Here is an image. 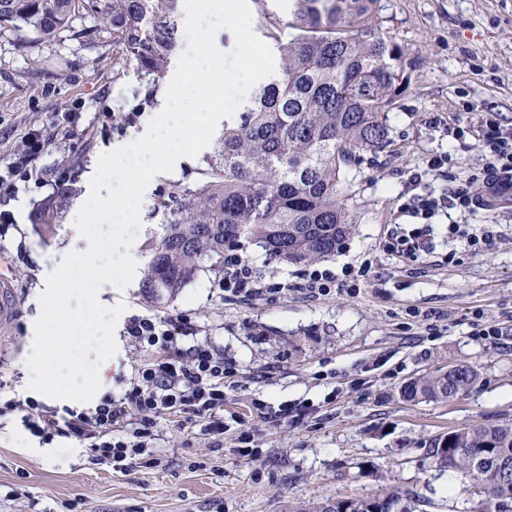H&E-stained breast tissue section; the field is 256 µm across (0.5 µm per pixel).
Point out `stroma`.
Returning <instances> with one entry per match:
<instances>
[{
  "mask_svg": "<svg viewBox=\"0 0 512 512\" xmlns=\"http://www.w3.org/2000/svg\"><path fill=\"white\" fill-rule=\"evenodd\" d=\"M385 31L417 59L408 91L387 114L391 142L364 162L347 187L355 229L323 266L371 262L353 294L313 297L294 290L249 301L225 298L216 287L223 267L199 273L173 299L148 303L142 281L145 255L167 213L156 201L174 186H194L205 154L179 159L156 174L140 209L131 250L138 268L130 284L99 288L107 306L125 304L117 346L101 364L100 393L120 396L145 353L128 336L135 315L178 318L182 346L207 341L236 369L224 385L221 441L200 423L161 415L156 464L126 472L94 463L73 441L39 442L20 415L0 416V512H288L289 505L336 497H373L393 488L415 495L417 512H477L485 494L439 467L428 452L433 438L476 421L512 423V335L486 338L477 321L512 326V207L451 209L432 219L433 253L399 261L382 241L410 197L447 193L449 181L426 175L427 160L448 150L455 124L478 128L492 110L512 121V0H380ZM26 32L0 28V170L25 149L29 133L54 135L37 164L42 183L0 190V274L10 277L16 316L0 334V399L32 397L25 371L37 289L63 258L79 250L76 214L102 153L140 138L165 105L168 80L124 132L103 128V112L141 106L148 80L135 70L113 80L112 31L94 13L78 14L50 41L28 46ZM477 109L464 112L462 101ZM77 194L52 231L30 215L50 195L59 172ZM422 174L412 182V174ZM452 224H491L493 249L473 252L449 235ZM458 360L481 379L468 395L442 402H407L399 390L422 371ZM313 403L314 414L272 426L256 403ZM248 427L258 456L240 450Z\"/></svg>",
  "mask_w": 512,
  "mask_h": 512,
  "instance_id": "obj_1",
  "label": "stroma"
}]
</instances>
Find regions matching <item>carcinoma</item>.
<instances>
[{"mask_svg": "<svg viewBox=\"0 0 512 512\" xmlns=\"http://www.w3.org/2000/svg\"><path fill=\"white\" fill-rule=\"evenodd\" d=\"M379 0H289L288 16L256 0L259 26L280 53V67L224 131L202 179L176 188L160 207L162 225L143 287L159 302L176 295L204 260L255 241L270 259L298 264L336 254L354 225L344 185L364 154L389 143L387 113L410 84L416 61L376 22ZM179 0H0V26L52 39L90 8L112 27V77L133 66L159 82L181 43ZM75 189L63 184L32 214L52 227ZM480 372L467 361L421 373L401 387L408 402L462 397ZM439 465L472 481L490 500L512 502V425L481 421L434 439ZM416 501L392 490L381 500L322 499L288 512H415Z\"/></svg>", "mask_w": 512, "mask_h": 512, "instance_id": "1", "label": "carcinoma"}]
</instances>
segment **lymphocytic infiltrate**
I'll list each match as a JSON object with an SVG mask.
<instances>
[{"label":"lymphocytic infiltrate","mask_w":512,"mask_h":512,"mask_svg":"<svg viewBox=\"0 0 512 512\" xmlns=\"http://www.w3.org/2000/svg\"><path fill=\"white\" fill-rule=\"evenodd\" d=\"M477 135L485 163L473 181L457 185L449 194L404 204V212L413 223L397 224L383 243L384 251L394 257L415 260L433 252L431 218L442 209L474 210L480 205L478 189L486 188L492 177L512 176V122L496 112L480 115L478 131L459 124L452 131L459 147H467L470 135ZM371 270L370 265H344L340 272L316 267L302 275V290L314 297L330 295L336 287L348 293L360 289ZM225 296L249 300L257 296L281 294L288 280L265 283L252 262L243 253L224 256V278L218 283ZM127 334L142 348L146 357L127 382L121 397L105 394L88 410L58 412L36 400L13 399L0 405V416L22 413L33 435L42 443L67 438L88 447L93 458L115 472H125L134 461L152 454L160 415L183 414L200 422L206 434L224 433V380L235 373L221 355L205 342L181 347L179 325L172 317L148 316L129 320Z\"/></svg>","instance_id":"lymphocytic-infiltrate-1"}]
</instances>
